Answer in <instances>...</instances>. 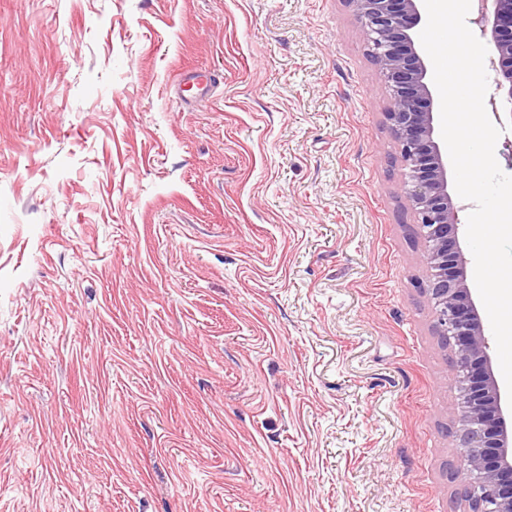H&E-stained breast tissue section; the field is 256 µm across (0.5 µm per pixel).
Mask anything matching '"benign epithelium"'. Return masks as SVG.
Masks as SVG:
<instances>
[{
    "mask_svg": "<svg viewBox=\"0 0 512 512\" xmlns=\"http://www.w3.org/2000/svg\"><path fill=\"white\" fill-rule=\"evenodd\" d=\"M389 93L386 119L406 170L404 189L424 229L427 290L438 335L455 342L460 488L477 512H512V425L505 419L489 337L467 282L459 205L448 182V150L436 130L429 61L418 47L423 0H349ZM477 24L498 74L491 111L512 115V0H480Z\"/></svg>",
    "mask_w": 512,
    "mask_h": 512,
    "instance_id": "benign-epithelium-1",
    "label": "benign epithelium"
}]
</instances>
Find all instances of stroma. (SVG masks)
Returning a JSON list of instances; mask_svg holds the SVG:
<instances>
[{"label": "stroma", "instance_id": "1", "mask_svg": "<svg viewBox=\"0 0 512 512\" xmlns=\"http://www.w3.org/2000/svg\"><path fill=\"white\" fill-rule=\"evenodd\" d=\"M387 108L349 0H0V512H472ZM212 83V75L209 71L194 69L183 72L177 83V94L184 104H191L198 100L204 92L208 91Z\"/></svg>", "mask_w": 512, "mask_h": 512}]
</instances>
